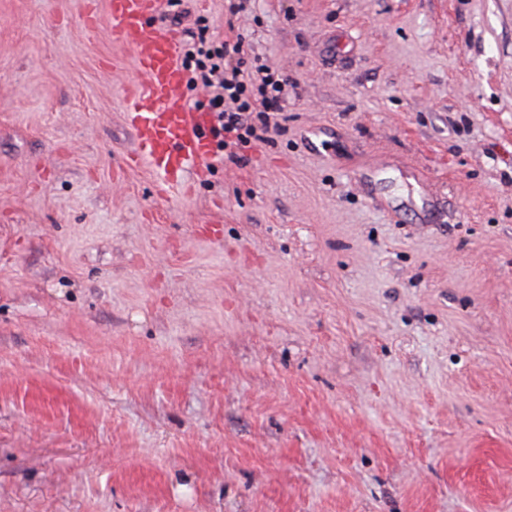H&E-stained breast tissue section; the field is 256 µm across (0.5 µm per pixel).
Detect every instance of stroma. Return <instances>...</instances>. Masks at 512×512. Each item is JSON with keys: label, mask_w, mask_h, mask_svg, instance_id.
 Masks as SVG:
<instances>
[{"label": "stroma", "mask_w": 512, "mask_h": 512, "mask_svg": "<svg viewBox=\"0 0 512 512\" xmlns=\"http://www.w3.org/2000/svg\"><path fill=\"white\" fill-rule=\"evenodd\" d=\"M185 6L288 121L162 195L107 0H0V512H512V0Z\"/></svg>", "instance_id": "obj_1"}]
</instances>
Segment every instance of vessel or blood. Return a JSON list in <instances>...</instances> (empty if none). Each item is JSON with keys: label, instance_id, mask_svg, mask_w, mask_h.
I'll return each mask as SVG.
<instances>
[{"label": "vessel or blood", "instance_id": "b4317fda", "mask_svg": "<svg viewBox=\"0 0 512 512\" xmlns=\"http://www.w3.org/2000/svg\"><path fill=\"white\" fill-rule=\"evenodd\" d=\"M164 0H109L105 26L113 41L130 45L146 75L125 99V114L136 141L137 158L161 176L176 181L188 163H204L213 153L212 122L191 110L184 96L187 77L179 64L178 33L156 25Z\"/></svg>", "mask_w": 512, "mask_h": 512}]
</instances>
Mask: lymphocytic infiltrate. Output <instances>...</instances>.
<instances>
[{"label": "lymphocytic infiltrate", "mask_w": 512, "mask_h": 512, "mask_svg": "<svg viewBox=\"0 0 512 512\" xmlns=\"http://www.w3.org/2000/svg\"><path fill=\"white\" fill-rule=\"evenodd\" d=\"M184 64L190 85L205 92L202 106L213 116L219 146L250 148L283 131L288 78L250 56L243 36L231 41L201 32Z\"/></svg>", "instance_id": "lymphocytic-infiltrate-1"}]
</instances>
